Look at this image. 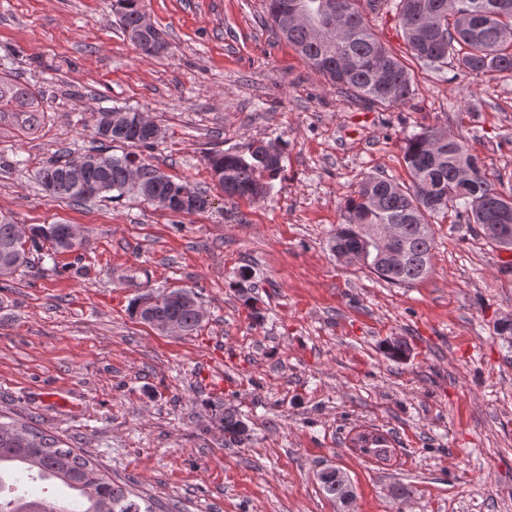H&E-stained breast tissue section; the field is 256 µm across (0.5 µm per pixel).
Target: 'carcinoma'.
<instances>
[{
  "label": "carcinoma",
  "mask_w": 512,
  "mask_h": 512,
  "mask_svg": "<svg viewBox=\"0 0 512 512\" xmlns=\"http://www.w3.org/2000/svg\"><path fill=\"white\" fill-rule=\"evenodd\" d=\"M298 2L296 16H288L284 39L294 46L314 71L338 92L352 96L369 108L388 109L407 102L414 93V76L371 30L360 0H265L270 28L280 35L277 10ZM112 9L125 36L138 49L157 41L165 53L164 40L141 27L142 0H113ZM397 17L409 50L425 64H456L467 74L512 72V0H399ZM43 96L29 88L8 84L0 78V114L37 108ZM124 120L121 129L105 128V113L95 118L94 135L98 146L84 154L83 183L71 180L72 161H51L37 172L44 192L53 200L83 203L102 194L119 199L134 193L162 205L178 198V214H192L207 205L206 193L173 181L156 166L136 153L107 154L112 143L150 148L161 138V129L152 120L137 122L139 112L112 109ZM403 160L410 183L400 184L382 173L367 175L356 195L346 200L341 222L332 237V250L360 254L358 265L380 279L411 287L430 271L433 250L432 224L438 216L452 213L456 219L475 224L482 236L500 248L512 243V192L495 187L503 177L491 180L478 157L464 144L434 128H424L406 138ZM211 171L219 173L217 186L224 196L262 199L269 180L281 170L282 151L273 140L252 142L247 153L215 151L207 156ZM379 232L400 229L402 259L388 264L376 247L365 249L368 235L364 225ZM65 224H34L24 231L11 220L0 218V278L13 275L26 265L31 251L50 245L52 254L72 252L85 240L72 243L66 238ZM174 291L156 296L147 323L158 326L171 320L181 333L190 335L203 322L196 293L192 300L173 299ZM213 419L224 432V442L241 446L250 439V429L238 410L221 397L207 400ZM361 454L385 460L388 445L383 439L365 434L358 437ZM8 466L35 481L43 472L54 473L55 482L71 488L82 498V512H153L128 499L123 487L112 482L97 465L74 448L62 447L53 435L36 431L24 422L0 420V469ZM325 495L333 502L343 499L344 491L326 475L317 476ZM0 512H68L56 502L32 497L24 492L5 499L0 496Z\"/></svg>",
  "instance_id": "1"
}]
</instances>
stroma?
Returning <instances> with one entry per match:
<instances>
[{
    "label": "stroma",
    "mask_w": 512,
    "mask_h": 512,
    "mask_svg": "<svg viewBox=\"0 0 512 512\" xmlns=\"http://www.w3.org/2000/svg\"><path fill=\"white\" fill-rule=\"evenodd\" d=\"M168 44L141 54L112 0H0V72L39 90L28 127L0 121V216L80 227L86 244L32 253L0 283V415L93 458L154 512H336L315 473L353 485V512H512V250L477 225L433 227L427 278L394 286L336 258L340 208L369 173L405 182L407 136L464 141L512 177V72L459 77L414 59L394 12L367 10L415 76L414 96L370 110L330 88L271 30L264 0H145ZM134 109L165 136L140 154L209 205L174 214L132 195L51 200L36 173L94 147L92 115ZM274 140L264 200H225L206 156ZM194 291L206 314L171 336L130 312L143 292ZM255 305H248V297ZM402 337L407 360L386 357ZM251 429L228 446L205 406ZM388 432L391 461L350 439Z\"/></svg>",
    "instance_id": "35a3bbf8"
}]
</instances>
